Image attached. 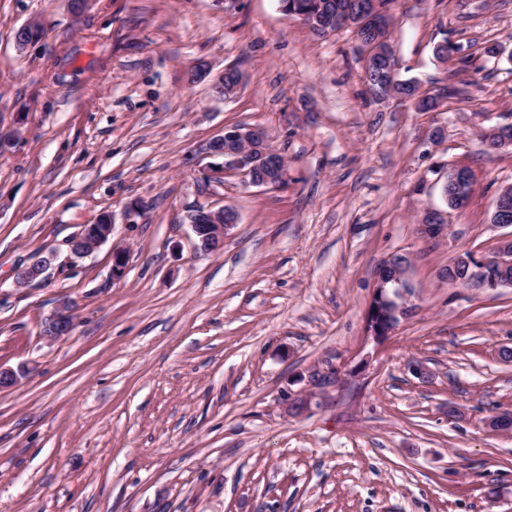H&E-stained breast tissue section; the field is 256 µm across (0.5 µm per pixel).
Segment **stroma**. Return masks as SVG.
<instances>
[{
  "mask_svg": "<svg viewBox=\"0 0 512 512\" xmlns=\"http://www.w3.org/2000/svg\"><path fill=\"white\" fill-rule=\"evenodd\" d=\"M390 12L402 78L429 90L465 67L440 111L373 102L353 32L317 35L279 0H0V132H21L0 153V366L28 368L0 389V512H512V430L486 425L512 412V287L442 276L503 233L512 146L481 136L512 125V0ZM31 21L44 34L17 50ZM445 42L458 58H436ZM200 61L239 64L234 98L191 81ZM228 125L270 131L285 186L203 178ZM460 165L470 201L426 237ZM212 205L239 222L200 255L185 216ZM103 211L111 242L73 258ZM394 253L412 258L409 312L378 341L367 311ZM65 300L77 324L46 343ZM315 386L319 406L286 413ZM55 259V254L50 252L43 256H38L29 263L20 266L15 274V285L18 288L28 286L33 281L40 279L49 269Z\"/></svg>",
  "mask_w": 512,
  "mask_h": 512,
  "instance_id": "obj_1",
  "label": "stroma"
}]
</instances>
